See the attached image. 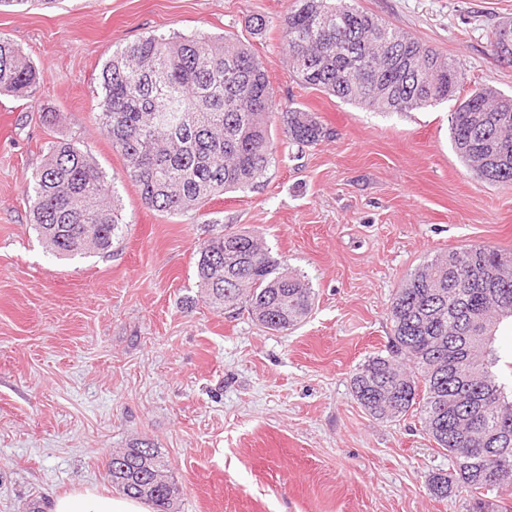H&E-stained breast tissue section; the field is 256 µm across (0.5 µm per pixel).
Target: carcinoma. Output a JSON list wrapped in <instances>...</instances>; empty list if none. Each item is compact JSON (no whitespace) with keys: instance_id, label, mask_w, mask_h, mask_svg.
Here are the masks:
<instances>
[{"instance_id":"cac0c4a2","label":"carcinoma","mask_w":512,"mask_h":512,"mask_svg":"<svg viewBox=\"0 0 512 512\" xmlns=\"http://www.w3.org/2000/svg\"><path fill=\"white\" fill-rule=\"evenodd\" d=\"M282 43L301 82L370 112H411L460 92L456 60L445 59L407 33L355 7L354 0H296L281 22ZM502 59L512 60V35L492 30ZM398 51L414 58L420 80L389 64ZM40 80L37 66L0 36V94L29 97ZM95 119L112 149L125 160L123 178L135 184L149 208L166 214L201 210L218 193L251 187L273 159L270 126L273 92L265 70L245 43L227 36L151 33L112 53L101 69ZM489 111L485 131L474 112ZM452 148L478 178L512 183V97L492 87L460 100L448 118ZM290 144L313 145L328 135L311 112L283 113ZM26 201L39 236L57 257L112 247L123 233L115 179L93 154L71 140L51 143L32 173ZM197 287L221 314L247 312L262 327L284 332L308 315L314 289L300 273L274 260L257 237L222 231L200 244ZM463 266H490L495 288H468L456 279ZM512 318V252L470 245L434 255L397 288L390 305L387 354L361 364L352 377L357 402L374 418L394 420L413 412L427 434L452 458L446 473L427 486L437 498L465 487V512H489L487 495L497 473L512 481V445L489 457L484 434L512 428L507 377L491 349L496 325ZM471 336L478 348L468 386L488 393L482 421L460 430L448 368L449 344ZM112 483L155 512H178L180 489L159 449L137 443L112 454Z\"/></svg>"}]
</instances>
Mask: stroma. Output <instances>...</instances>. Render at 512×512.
Segmentation results:
<instances>
[{
    "label": "stroma",
    "mask_w": 512,
    "mask_h": 512,
    "mask_svg": "<svg viewBox=\"0 0 512 512\" xmlns=\"http://www.w3.org/2000/svg\"><path fill=\"white\" fill-rule=\"evenodd\" d=\"M295 0H52L0 8V35L41 71L26 99L0 95V512L72 490L117 494L113 451L146 440L180 489L179 512H462L468 491L429 494L446 451L418 417L378 420L351 380L385 353L403 280L435 254L512 250V184L455 155L453 102L368 112L304 87L280 24ZM456 59L464 88L512 95V62L491 30L512 0H357ZM263 18L262 33L253 30ZM151 32L227 35L250 45L278 112H312L328 138L288 144L257 185L203 215L148 208L95 121L98 77L117 47ZM86 147L116 179L126 227L107 250L51 253L25 200L50 143ZM259 236L304 273L315 305L277 333L205 305L198 245L221 230Z\"/></svg>",
    "instance_id": "obj_1"
}]
</instances>
